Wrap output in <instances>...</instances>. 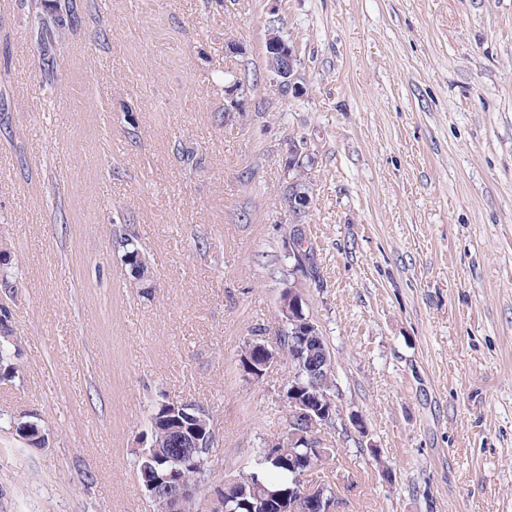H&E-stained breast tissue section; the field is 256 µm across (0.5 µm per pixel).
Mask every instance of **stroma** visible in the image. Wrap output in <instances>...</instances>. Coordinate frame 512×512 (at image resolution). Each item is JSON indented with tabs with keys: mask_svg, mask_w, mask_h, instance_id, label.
<instances>
[{
	"mask_svg": "<svg viewBox=\"0 0 512 512\" xmlns=\"http://www.w3.org/2000/svg\"><path fill=\"white\" fill-rule=\"evenodd\" d=\"M44 86L0 0V244L20 378L0 382V512H153L132 452L161 399L213 417L218 486L285 430L288 142L314 158L303 279L366 446L312 482L337 512H512V0H94ZM302 94L266 69L270 24ZM241 53L224 49L227 41ZM257 80L243 116L215 70ZM127 222L156 291L130 287ZM35 420L49 445L8 430ZM252 332V337L248 338L241 348L238 365L239 369L240 367H244L247 372L256 374L262 378L263 371L267 369V367L262 368V365L265 366L277 363L279 359L274 355L269 357L265 362V349L260 347L259 344L263 342L266 344V347L269 348V346L266 341H264L262 328L255 327V330Z\"/></svg>",
	"mask_w": 512,
	"mask_h": 512,
	"instance_id": "35a3bbf8",
	"label": "stroma"
}]
</instances>
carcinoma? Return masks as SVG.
Listing matches in <instances>:
<instances>
[{
    "label": "carcinoma",
    "mask_w": 512,
    "mask_h": 512,
    "mask_svg": "<svg viewBox=\"0 0 512 512\" xmlns=\"http://www.w3.org/2000/svg\"><path fill=\"white\" fill-rule=\"evenodd\" d=\"M40 2L42 0H27L37 27V49L67 43L66 37L39 20ZM60 56L59 52L43 55V81L54 82ZM117 243L130 279L151 273L146 255L134 238L121 236ZM307 308L304 298L292 307V320L282 333L280 346L284 352H289L295 345L300 348V352L288 358V384L295 387L298 398L303 401L315 403L325 396L336 399L339 396L336 371L313 373L305 359L311 352L330 355L324 336L307 335ZM262 342L263 331L258 327L244 343L238 359L239 366L258 376L263 374L265 363V349L260 347ZM18 356L19 346L13 329L3 323L0 325V379L10 381L19 375ZM203 414H209V409L195 402L185 403L177 416L172 413L170 401L164 399L153 404L150 416L155 418V423L151 425L149 443L154 445L155 451L145 456L141 449L134 450V466L143 491H148L147 485L160 478L174 475L190 485L209 482L212 449L198 447V443L209 436V428L202 426ZM274 443L273 439L263 442L254 457L225 481L224 486L216 489L221 512H285L301 495L298 476L310 475L333 453V449L322 445L320 440L306 436L296 439L294 448L288 447L286 442L280 447ZM201 502L202 498L193 496L176 502L165 491L151 500L154 512H200Z\"/></svg>",
    "instance_id": "carcinoma-1"
}]
</instances>
